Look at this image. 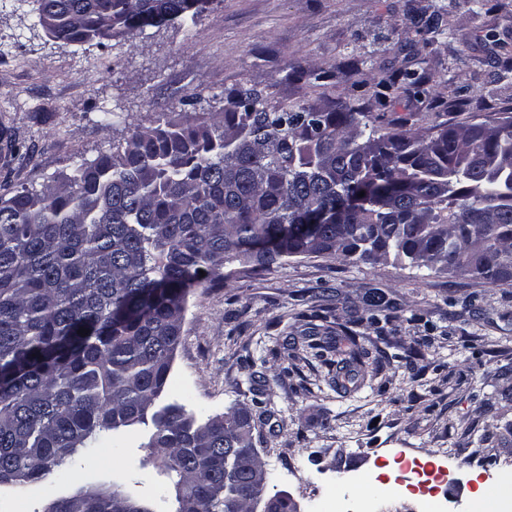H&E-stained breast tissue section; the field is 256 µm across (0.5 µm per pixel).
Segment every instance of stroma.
Here are the masks:
<instances>
[{
    "instance_id": "obj_1",
    "label": "stroma",
    "mask_w": 512,
    "mask_h": 512,
    "mask_svg": "<svg viewBox=\"0 0 512 512\" xmlns=\"http://www.w3.org/2000/svg\"><path fill=\"white\" fill-rule=\"evenodd\" d=\"M504 49L512 0H211L195 22L84 44L49 38L33 0H0V196L71 173L135 126L222 111L246 81L274 102L329 106L408 71L442 105L403 93L394 120L427 127L511 112L512 70L493 64ZM375 294L386 308L372 306ZM356 346L368 355L345 392L336 363ZM162 400L203 416L245 408L272 475L267 495L288 493L300 512H314L312 489L357 492L396 455L457 449L451 484L462 494L447 510L457 512L482 492L487 467L512 463V284L391 260L240 266L223 286L188 295ZM149 433L102 434L50 492L32 483L0 496L33 512L81 489L155 504L174 481L153 464Z\"/></svg>"
}]
</instances>
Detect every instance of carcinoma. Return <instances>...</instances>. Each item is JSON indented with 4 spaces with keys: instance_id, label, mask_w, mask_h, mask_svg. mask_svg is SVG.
<instances>
[{
    "instance_id": "cac0c4a2",
    "label": "carcinoma",
    "mask_w": 512,
    "mask_h": 512,
    "mask_svg": "<svg viewBox=\"0 0 512 512\" xmlns=\"http://www.w3.org/2000/svg\"><path fill=\"white\" fill-rule=\"evenodd\" d=\"M34 2L44 32L72 44L199 15L186 0ZM404 79L429 95L393 73L356 105L290 108L246 82L220 112L138 126L62 180L0 196V485L42 481L99 435L150 424L176 512H253L269 477L248 415L160 402L188 294L236 263L391 257L512 282V115L396 123L386 110ZM363 355L341 361L336 386L357 385ZM47 512L154 510L95 489Z\"/></svg>"
}]
</instances>
